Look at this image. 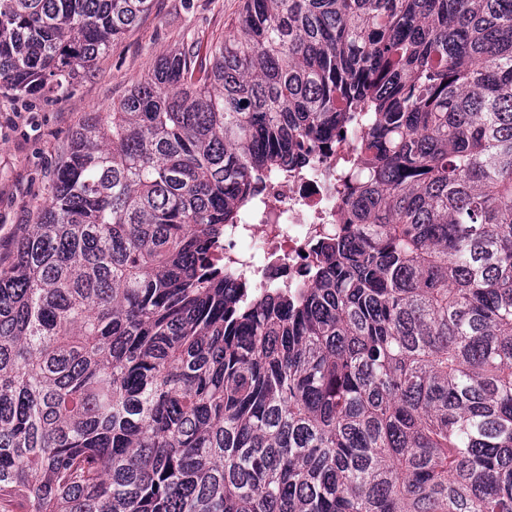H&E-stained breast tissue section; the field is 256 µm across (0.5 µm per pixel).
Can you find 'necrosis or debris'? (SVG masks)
I'll list each match as a JSON object with an SVG mask.
<instances>
[{"label": "necrosis or debris", "mask_w": 512, "mask_h": 512, "mask_svg": "<svg viewBox=\"0 0 512 512\" xmlns=\"http://www.w3.org/2000/svg\"><path fill=\"white\" fill-rule=\"evenodd\" d=\"M356 144V135L349 134L299 169L264 174L258 195L224 227L216 254L225 273L248 282L259 298L315 270L322 260L318 243L340 229L344 201L336 193V169Z\"/></svg>", "instance_id": "4bbe7bcc"}]
</instances>
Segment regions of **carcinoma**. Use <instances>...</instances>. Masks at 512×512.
<instances>
[{"label": "carcinoma", "mask_w": 512, "mask_h": 512, "mask_svg": "<svg viewBox=\"0 0 512 512\" xmlns=\"http://www.w3.org/2000/svg\"><path fill=\"white\" fill-rule=\"evenodd\" d=\"M150 8L0 0V88ZM360 112L339 239L251 302L224 225ZM0 512H512V0H245L89 113L0 270Z\"/></svg>", "instance_id": "obj_1"}]
</instances>
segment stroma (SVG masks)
Segmentation results:
<instances>
[{
	"label": "stroma",
	"instance_id": "1",
	"mask_svg": "<svg viewBox=\"0 0 512 512\" xmlns=\"http://www.w3.org/2000/svg\"><path fill=\"white\" fill-rule=\"evenodd\" d=\"M244 0H152L149 13L78 78L72 97L0 90V266L36 223L64 149L85 113L109 111L151 74L162 55L187 42L224 40Z\"/></svg>",
	"mask_w": 512,
	"mask_h": 512
}]
</instances>
